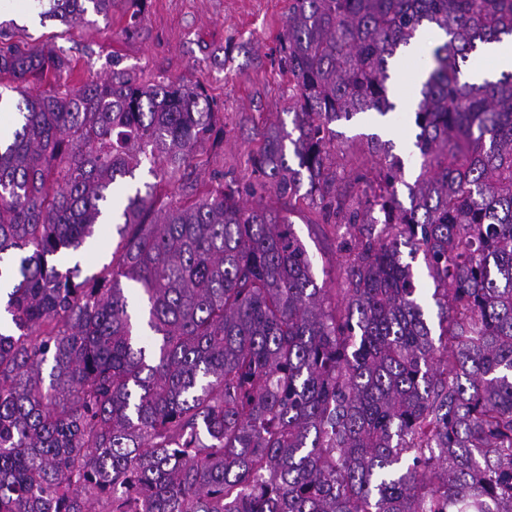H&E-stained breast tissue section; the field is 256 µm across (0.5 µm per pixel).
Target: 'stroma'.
<instances>
[{
    "mask_svg": "<svg viewBox=\"0 0 512 512\" xmlns=\"http://www.w3.org/2000/svg\"><path fill=\"white\" fill-rule=\"evenodd\" d=\"M16 9L0 15L11 41L63 51L74 66L70 84L100 82L122 70L141 82L200 83L221 119L205 148L209 165L192 178L210 185L217 170L250 177L248 155L255 149V123L288 122V78L278 68V36L288 14L289 0H112L108 18L96 25L65 27L41 22L30 0H16ZM412 65L394 67L391 88L397 110L383 124L371 115L339 122L336 152L347 159H366L365 135L376 133L393 141L405 155L417 129L406 98ZM297 235L314 257L318 285L339 287L344 258L316 216L295 213ZM119 237L113 224L97 225L89 257L79 258L82 275L98 272L112 258Z\"/></svg>",
    "mask_w": 512,
    "mask_h": 512,
    "instance_id": "35a3bbf8",
    "label": "stroma"
}]
</instances>
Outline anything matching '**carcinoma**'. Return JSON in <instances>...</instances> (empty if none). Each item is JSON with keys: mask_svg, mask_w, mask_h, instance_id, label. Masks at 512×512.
<instances>
[{"mask_svg": "<svg viewBox=\"0 0 512 512\" xmlns=\"http://www.w3.org/2000/svg\"><path fill=\"white\" fill-rule=\"evenodd\" d=\"M112 0H35L69 27ZM444 39L409 156L377 134L356 176L336 122L396 109L389 64ZM512 36V0H290L279 69L291 129H257L255 178L176 203L210 162L202 85L0 42L17 104L0 147V255L24 252L0 318V512H512V72L462 66ZM344 254L319 286L289 217ZM119 243L80 278L62 254L106 217ZM422 259L433 292L415 266Z\"/></svg>", "mask_w": 512, "mask_h": 512, "instance_id": "1", "label": "carcinoma"}]
</instances>
